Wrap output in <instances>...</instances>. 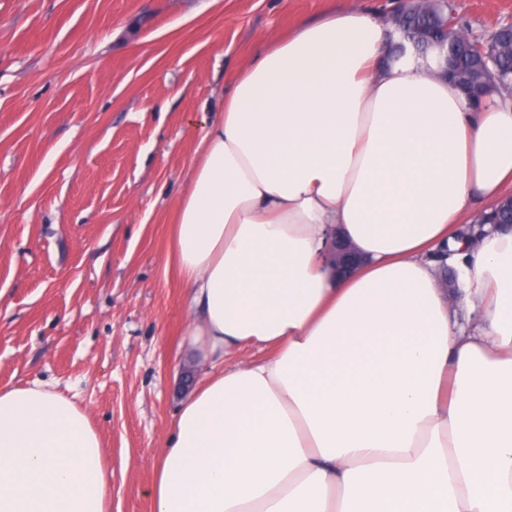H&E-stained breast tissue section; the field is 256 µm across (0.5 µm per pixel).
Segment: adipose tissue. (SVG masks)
Here are the masks:
<instances>
[{"instance_id":"1","label":"adipose tissue","mask_w":512,"mask_h":512,"mask_svg":"<svg viewBox=\"0 0 512 512\" xmlns=\"http://www.w3.org/2000/svg\"><path fill=\"white\" fill-rule=\"evenodd\" d=\"M384 46L362 9L304 21L205 126L166 260L205 370L153 512H512V231L455 238L512 185V98L472 104ZM111 500L88 413L0 388V512Z\"/></svg>"}]
</instances>
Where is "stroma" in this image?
I'll return each mask as SVG.
<instances>
[{
    "label": "stroma",
    "mask_w": 512,
    "mask_h": 512,
    "mask_svg": "<svg viewBox=\"0 0 512 512\" xmlns=\"http://www.w3.org/2000/svg\"><path fill=\"white\" fill-rule=\"evenodd\" d=\"M481 33L512 0H455ZM391 0H0V386L87 411L112 512H152L171 423L201 377L165 268L203 119L272 35Z\"/></svg>",
    "instance_id": "35a3bbf8"
}]
</instances>
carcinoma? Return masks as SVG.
<instances>
[{"mask_svg":"<svg viewBox=\"0 0 512 512\" xmlns=\"http://www.w3.org/2000/svg\"><path fill=\"white\" fill-rule=\"evenodd\" d=\"M395 31L398 38L386 46L388 63L398 62L403 48L413 40L419 51L429 52L423 35L435 31L442 34L444 56L448 57V64H440L436 72L448 70L446 76L472 97L489 88H498L501 94L512 97V34L506 26L499 25L485 37L473 31L451 0H412L398 13ZM490 222V213L482 214L473 224L463 226L456 240L471 245L484 235L483 226Z\"/></svg>","mask_w":512,"mask_h":512,"instance_id":"1","label":"carcinoma"}]
</instances>
